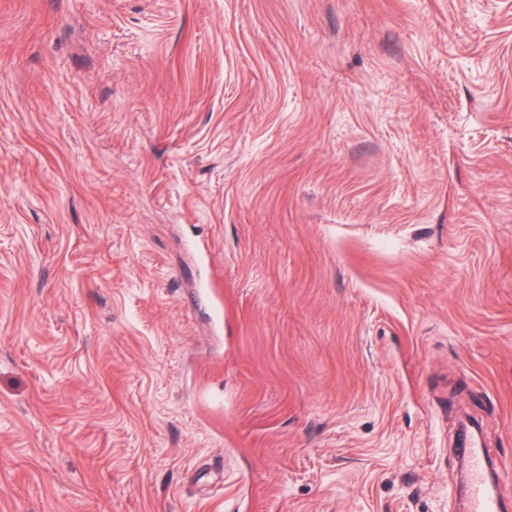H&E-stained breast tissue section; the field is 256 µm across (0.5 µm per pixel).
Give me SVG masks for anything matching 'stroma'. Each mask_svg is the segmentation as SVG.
Instances as JSON below:
<instances>
[{
	"label": "stroma",
	"mask_w": 512,
	"mask_h": 512,
	"mask_svg": "<svg viewBox=\"0 0 512 512\" xmlns=\"http://www.w3.org/2000/svg\"><path fill=\"white\" fill-rule=\"evenodd\" d=\"M467 416L512 512V0H0V512H465ZM218 288L219 286L214 285L213 283H204L201 284L196 292L194 298L193 307L195 310L203 311L207 314L215 313L218 314V311H222V295Z\"/></svg>",
	"instance_id": "1"
}]
</instances>
